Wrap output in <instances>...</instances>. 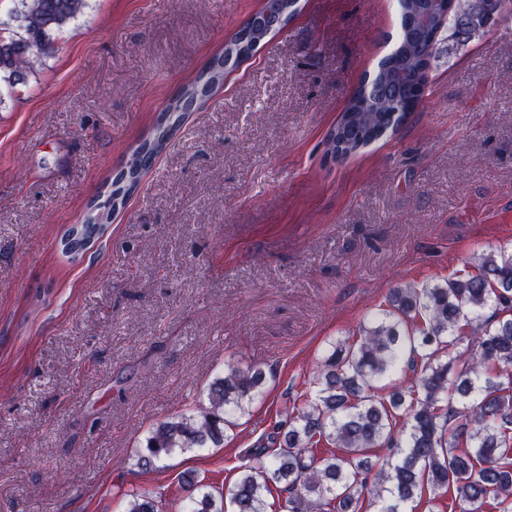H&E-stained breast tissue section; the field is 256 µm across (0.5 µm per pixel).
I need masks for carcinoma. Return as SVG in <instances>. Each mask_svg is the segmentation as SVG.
<instances>
[{"mask_svg":"<svg viewBox=\"0 0 512 512\" xmlns=\"http://www.w3.org/2000/svg\"><path fill=\"white\" fill-rule=\"evenodd\" d=\"M11 35H0V89L24 85L54 35L86 0H19ZM394 46L376 75L359 85L327 137L336 161L395 131L422 100L438 44L493 24L512 0H481L473 19L433 13L430 0H399ZM224 82V57L214 58L194 83L167 105L180 119L194 99ZM170 128L131 155L136 172L154 162ZM108 203L94 208L85 227L67 230L62 251L75 261L112 219ZM410 374L389 394L376 383L399 364ZM265 381L262 370L230 366L208 388V405L161 421L146 439L138 464L151 469L176 450L219 446L248 410ZM315 390L270 436L277 452L255 448L229 491L232 512H267L281 489L286 512H361L370 495L378 512H415L425 488L450 491L462 512H512V255L488 254L475 272L433 287L393 289L387 308L359 338L330 344ZM339 452L319 457L316 449ZM372 448H384L372 462ZM211 494L191 500L188 512H215ZM128 512H158L154 498L132 496Z\"/></svg>","mask_w":512,"mask_h":512,"instance_id":"obj_1","label":"carcinoma"}]
</instances>
